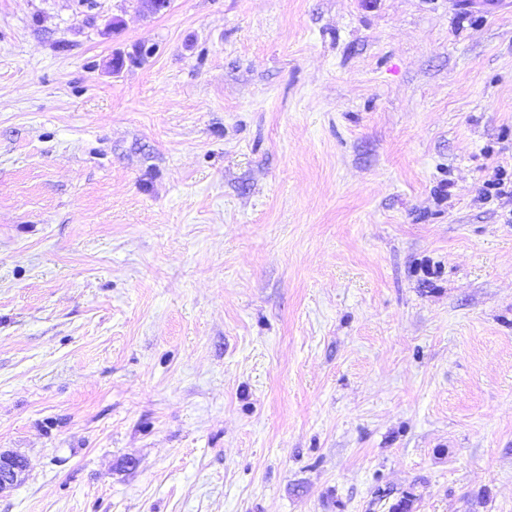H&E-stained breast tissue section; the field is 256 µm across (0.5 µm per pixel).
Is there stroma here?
<instances>
[{"label":"stroma","instance_id":"1","mask_svg":"<svg viewBox=\"0 0 512 512\" xmlns=\"http://www.w3.org/2000/svg\"><path fill=\"white\" fill-rule=\"evenodd\" d=\"M0 0V512H512V0ZM27 468L26 460L14 453L0 452V493L22 481Z\"/></svg>","mask_w":512,"mask_h":512}]
</instances>
